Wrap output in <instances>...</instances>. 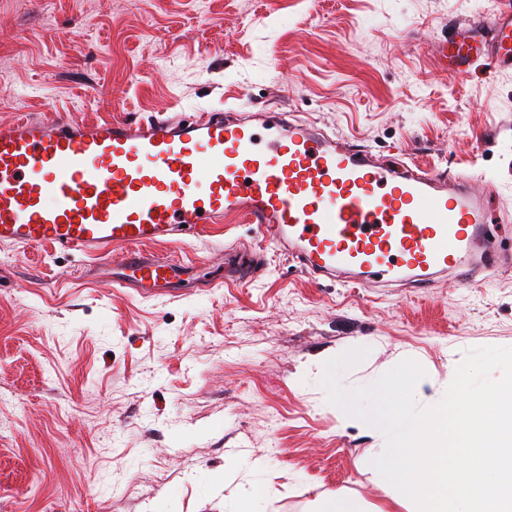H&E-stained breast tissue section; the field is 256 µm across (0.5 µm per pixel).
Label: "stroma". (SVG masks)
<instances>
[{
    "label": "stroma",
    "instance_id": "1",
    "mask_svg": "<svg viewBox=\"0 0 512 512\" xmlns=\"http://www.w3.org/2000/svg\"><path fill=\"white\" fill-rule=\"evenodd\" d=\"M502 0H0V125L277 106L375 153L492 181L512 225V71L448 78L437 47ZM265 268L232 281L227 259ZM196 277L150 298L110 263L0 244V512H316L335 493L398 492L367 465L370 432L325 398L318 359L368 355L357 388L416 360L436 388L480 346L512 347V271L421 295L314 285L252 225L149 246ZM395 512H416L411 500Z\"/></svg>",
    "mask_w": 512,
    "mask_h": 512
}]
</instances>
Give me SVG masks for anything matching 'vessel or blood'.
<instances>
[{
  "label": "vessel or blood",
  "mask_w": 512,
  "mask_h": 512,
  "mask_svg": "<svg viewBox=\"0 0 512 512\" xmlns=\"http://www.w3.org/2000/svg\"><path fill=\"white\" fill-rule=\"evenodd\" d=\"M484 60L512 69V9L458 28L445 76ZM468 176H398L355 141L266 109L100 126L67 116L0 125V243L112 260L113 285L144 296L180 277L144 246L196 238L234 215L311 280L433 287L512 267V233L490 223Z\"/></svg>",
  "instance_id": "1"
}]
</instances>
